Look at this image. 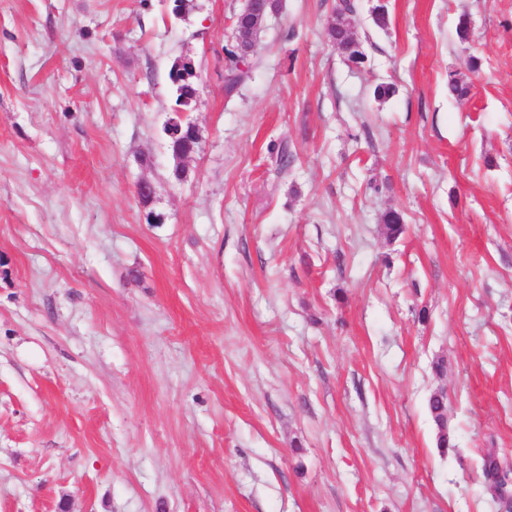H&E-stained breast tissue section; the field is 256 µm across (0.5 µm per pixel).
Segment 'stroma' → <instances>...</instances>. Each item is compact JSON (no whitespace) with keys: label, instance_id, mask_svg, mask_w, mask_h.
<instances>
[{"label":"stroma","instance_id":"1","mask_svg":"<svg viewBox=\"0 0 512 512\" xmlns=\"http://www.w3.org/2000/svg\"><path fill=\"white\" fill-rule=\"evenodd\" d=\"M242 4L0 0V512H499L512 0H355L359 65L280 0L229 94ZM192 77L193 70L188 66L180 69L175 59L169 69L168 78L171 84V90L174 97V107L172 116L165 123V128L171 135H178L182 131L185 121V135L177 140H170L166 137L165 145L173 157H185L197 151L199 146V133L196 125L186 116L187 112H194L197 104L198 89L195 80ZM429 409L441 430L439 437L440 447L448 449L454 448L450 432H445L446 425L444 423V420L446 418V400L444 396H440L437 394L431 396V398L429 399ZM480 471L482 482L493 493L500 508L508 509L512 497V469L505 464L495 448H489L483 453Z\"/></svg>","mask_w":512,"mask_h":512}]
</instances>
